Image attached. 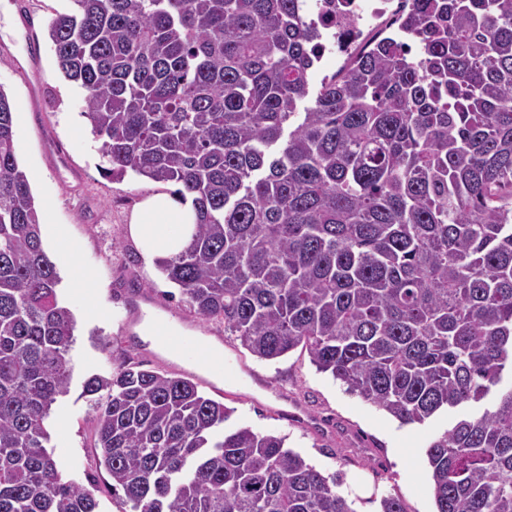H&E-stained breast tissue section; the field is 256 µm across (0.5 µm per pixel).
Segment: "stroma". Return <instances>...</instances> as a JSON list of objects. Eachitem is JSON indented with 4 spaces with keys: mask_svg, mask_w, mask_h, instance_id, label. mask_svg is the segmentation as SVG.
Listing matches in <instances>:
<instances>
[{
    "mask_svg": "<svg viewBox=\"0 0 512 512\" xmlns=\"http://www.w3.org/2000/svg\"><path fill=\"white\" fill-rule=\"evenodd\" d=\"M8 3V18H0V90L15 109L17 158L38 209L50 210L52 223L64 225L80 244L75 264L57 268L59 295L76 320L70 391L54 405L49 425V447L64 478L93 491L99 512H124L109 474L95 465L96 413L82 395L83 383L93 375L110 376L125 361L180 372L128 328L127 300L135 290L152 314L172 318L187 333L221 340L238 376L203 392L232 408L229 426L284 438L286 448L321 473H343L338 491L352 500L355 512H378L385 496L399 498L405 512H435L425 451L454 424L457 412H440L422 424L400 423L348 393L330 374L318 372L307 351L298 348L274 361L261 360L226 336L222 325L190 313L179 288L160 271L147 269L128 236L134 205L158 190V183L106 177L99 141L90 129L75 128L84 118V93L62 77L48 38L51 19L69 11L70 0ZM29 34L40 49L35 87L29 71L16 64ZM97 299L105 304L103 312L91 310Z\"/></svg>",
    "mask_w": 512,
    "mask_h": 512,
    "instance_id": "stroma-1",
    "label": "stroma"
}]
</instances>
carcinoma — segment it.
I'll list each match as a JSON object with an SVG mask.
<instances>
[{
  "mask_svg": "<svg viewBox=\"0 0 512 512\" xmlns=\"http://www.w3.org/2000/svg\"><path fill=\"white\" fill-rule=\"evenodd\" d=\"M49 26L107 176L193 197L159 263L198 318L423 423L436 512H512V0H412L388 39L309 94L302 0H71ZM41 238L0 90V512H96L46 421L69 392L76 321ZM96 463L129 512H355L284 440L224 428L192 379L91 377Z\"/></svg>",
  "mask_w": 512,
  "mask_h": 512,
  "instance_id": "1",
  "label": "carcinoma"
}]
</instances>
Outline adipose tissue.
Wrapping results in <instances>:
<instances>
[{
    "mask_svg": "<svg viewBox=\"0 0 512 512\" xmlns=\"http://www.w3.org/2000/svg\"><path fill=\"white\" fill-rule=\"evenodd\" d=\"M195 219L191 200L154 192L134 209L128 233L146 263L152 264L177 254L189 243Z\"/></svg>",
    "mask_w": 512,
    "mask_h": 512,
    "instance_id": "obj_1",
    "label": "adipose tissue"
}]
</instances>
